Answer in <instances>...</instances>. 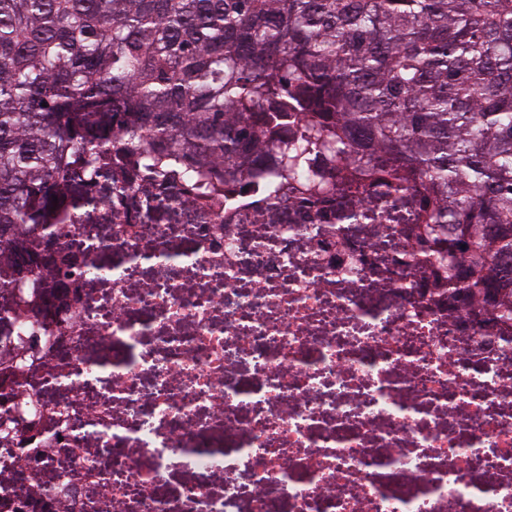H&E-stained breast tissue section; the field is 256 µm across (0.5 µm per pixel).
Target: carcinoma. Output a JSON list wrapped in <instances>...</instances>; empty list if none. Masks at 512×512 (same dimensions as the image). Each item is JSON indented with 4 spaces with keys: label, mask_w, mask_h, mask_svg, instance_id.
Returning a JSON list of instances; mask_svg holds the SVG:
<instances>
[{
    "label": "carcinoma",
    "mask_w": 512,
    "mask_h": 512,
    "mask_svg": "<svg viewBox=\"0 0 512 512\" xmlns=\"http://www.w3.org/2000/svg\"><path fill=\"white\" fill-rule=\"evenodd\" d=\"M268 157L270 206L411 196L413 265L512 327V0H0L1 298L56 289L82 174L148 214L147 183L213 199Z\"/></svg>",
    "instance_id": "1"
}]
</instances>
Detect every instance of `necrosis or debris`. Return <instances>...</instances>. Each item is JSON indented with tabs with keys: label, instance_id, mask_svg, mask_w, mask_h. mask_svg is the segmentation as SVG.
<instances>
[{
	"label": "necrosis or debris",
	"instance_id": "1",
	"mask_svg": "<svg viewBox=\"0 0 512 512\" xmlns=\"http://www.w3.org/2000/svg\"><path fill=\"white\" fill-rule=\"evenodd\" d=\"M79 190L53 331L16 297L0 327L43 354L0 417L46 422L0 448V512H512V335L411 266L407 200Z\"/></svg>",
	"mask_w": 512,
	"mask_h": 512
}]
</instances>
